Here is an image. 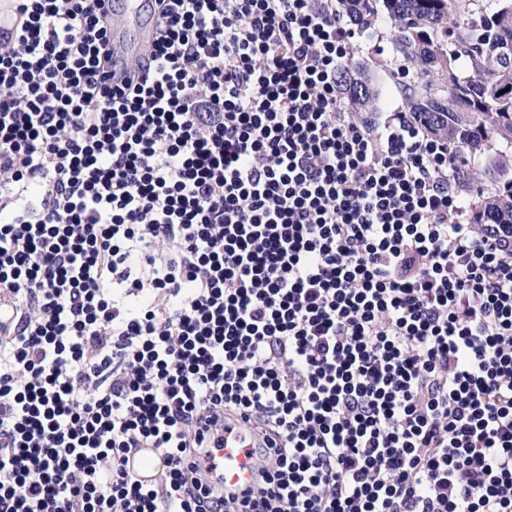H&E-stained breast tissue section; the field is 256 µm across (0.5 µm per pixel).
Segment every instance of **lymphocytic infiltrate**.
Returning <instances> with one entry per match:
<instances>
[{
	"mask_svg": "<svg viewBox=\"0 0 512 512\" xmlns=\"http://www.w3.org/2000/svg\"><path fill=\"white\" fill-rule=\"evenodd\" d=\"M13 2L0 512H512V225L409 113L349 119L336 0H151L119 76L104 0ZM226 427L236 429L230 438L229 431L224 432V448L217 452L223 471L224 487L246 489L254 484L262 466L255 450L259 445L255 444L252 432L242 422L231 420ZM154 449L139 448L130 455L128 466L144 483L152 482L156 478V471L152 465Z\"/></svg>",
	"mask_w": 512,
	"mask_h": 512,
	"instance_id": "obj_1",
	"label": "lymphocytic infiltrate"
}]
</instances>
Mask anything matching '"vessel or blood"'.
I'll use <instances>...</instances> for the list:
<instances>
[{
    "instance_id": "vessel-or-blood-1",
    "label": "vessel or blood",
    "mask_w": 512,
    "mask_h": 512,
    "mask_svg": "<svg viewBox=\"0 0 512 512\" xmlns=\"http://www.w3.org/2000/svg\"><path fill=\"white\" fill-rule=\"evenodd\" d=\"M111 8L115 17L110 36L112 53L119 63L124 64L137 58L153 42L157 19L148 0H112ZM217 455L225 486L246 488L254 484L262 461L256 451L254 436L243 423H236L233 434L225 439ZM153 457V449L141 448L129 458L130 470L147 483L156 477Z\"/></svg>"
}]
</instances>
